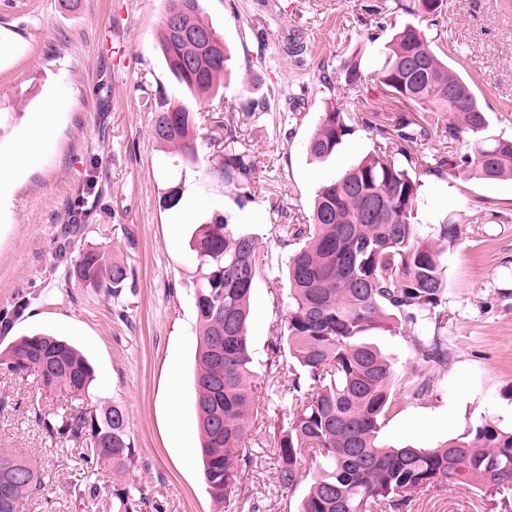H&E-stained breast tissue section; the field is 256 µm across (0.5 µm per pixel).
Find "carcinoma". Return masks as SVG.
<instances>
[{
  "label": "carcinoma",
  "instance_id": "cac0c4a2",
  "mask_svg": "<svg viewBox=\"0 0 512 512\" xmlns=\"http://www.w3.org/2000/svg\"><path fill=\"white\" fill-rule=\"evenodd\" d=\"M397 7L432 25L447 14V0H398ZM179 15L182 29L205 30L212 46L179 35L162 22L160 46L173 78L191 93L206 95L228 70L224 38L203 17L200 0H165L164 15ZM383 62L369 71L355 54L341 67L344 87L371 88L403 103L389 123L358 115L345 97L326 102L308 139L316 158L332 155L361 126L374 149L317 190L311 221L278 224L277 241L288 252V313L270 342L268 365L276 373L274 480L291 489L310 479L298 512H388L434 485H468L512 507V429L485 423L436 446H386L379 442L398 378L395 363L366 340L382 330L411 335L427 363L448 364L444 255L462 235L444 219L434 232L417 231L420 177L464 174L484 182L512 180V137L493 134L490 117L471 85L431 48L426 31L413 23L398 28L381 50ZM448 113L441 139L466 140L457 154L417 152L430 136L417 113ZM198 116L158 92L154 138L185 155L194 153ZM253 162L243 152L224 154V183L251 185ZM193 251L199 279L194 292L199 344L194 404L201 435L204 479L217 504L239 503L260 512L243 489L250 464L245 439L254 429L253 357L247 336L253 284L266 269L255 237L218 216L199 227ZM74 278L93 289L117 293L127 269L99 248L79 253ZM429 323L433 335L420 334ZM0 369L34 375L47 388L89 394L94 373L71 344L54 336H21L0 351ZM34 423L58 443L82 445L87 464L81 494L105 496L112 512H132L134 493L147 489L99 484L98 467L119 472L136 467L135 443L125 408L85 407L34 412ZM43 477L22 455L0 454V512H20L41 489Z\"/></svg>",
  "mask_w": 512,
  "mask_h": 512
}]
</instances>
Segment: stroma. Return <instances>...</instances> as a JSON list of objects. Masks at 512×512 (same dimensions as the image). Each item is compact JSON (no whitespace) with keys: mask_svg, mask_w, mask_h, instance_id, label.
<instances>
[{"mask_svg":"<svg viewBox=\"0 0 512 512\" xmlns=\"http://www.w3.org/2000/svg\"><path fill=\"white\" fill-rule=\"evenodd\" d=\"M396 2L200 0L232 61L226 86L199 97L167 69L163 0H0V160L33 133L34 116L55 115L39 162L0 185V350L48 333L76 346L95 376L88 399L0 372V452L25 454L47 477L23 512H111L108 502L80 495L79 448L51 443L32 421L35 410H74L90 400L126 409L134 476L147 488L134 512H154L157 502L165 512H220L203 475L193 397V240L220 215L257 237L270 266L284 265L276 225L304 223L317 188L373 148L360 130L316 160L307 141L327 99L344 92L337 79L344 59L360 49L375 68L395 28L410 22ZM427 35L471 82L492 131L512 135V7L449 0L446 23ZM296 38L308 46L305 59L288 52ZM155 90L201 114L193 156L154 139ZM347 95L363 113L394 118L403 110L376 90ZM230 150L254 157L250 189L225 185ZM175 185L182 203L169 209L163 198ZM417 210L421 235L447 217L463 234L446 258L447 366L419 359L409 337L371 334L399 374L379 435L395 447H431L485 422L512 427V181L431 177ZM89 247L127 267L121 295L75 280V260ZM287 312L286 279L258 276L249 335L261 404L273 377L269 343ZM416 378L424 390L415 391ZM274 420L271 412L257 418L261 434L244 487L260 512H295L305 488L274 486ZM403 512L504 510L474 491L433 486Z\"/></svg>","mask_w":512,"mask_h":512,"instance_id":"obj_1","label":"stroma"}]
</instances>
